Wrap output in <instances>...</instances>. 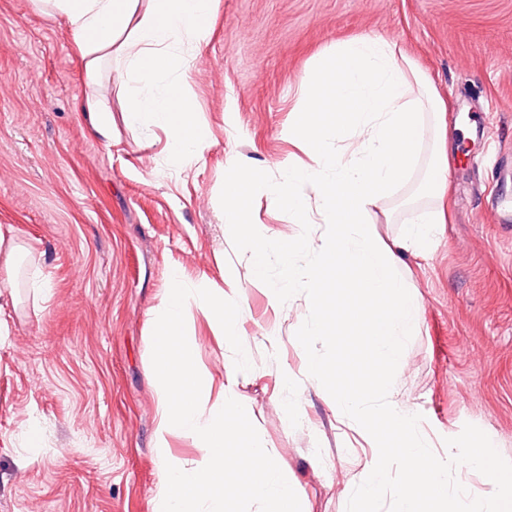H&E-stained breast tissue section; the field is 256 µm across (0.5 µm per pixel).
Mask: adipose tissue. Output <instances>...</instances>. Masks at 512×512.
<instances>
[{
	"label": "adipose tissue",
	"instance_id": "obj_1",
	"mask_svg": "<svg viewBox=\"0 0 512 512\" xmlns=\"http://www.w3.org/2000/svg\"><path fill=\"white\" fill-rule=\"evenodd\" d=\"M218 0H33L61 20L85 75L79 110L94 138L112 140L117 124L161 128L174 164L202 155L207 136L195 118L188 71L208 44ZM124 93L113 116L102 83Z\"/></svg>",
	"mask_w": 512,
	"mask_h": 512
}]
</instances>
